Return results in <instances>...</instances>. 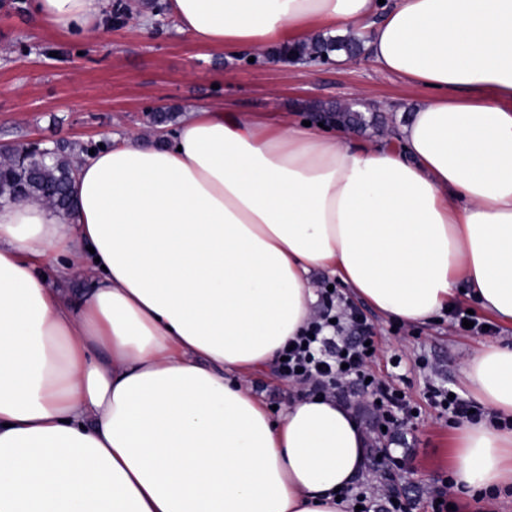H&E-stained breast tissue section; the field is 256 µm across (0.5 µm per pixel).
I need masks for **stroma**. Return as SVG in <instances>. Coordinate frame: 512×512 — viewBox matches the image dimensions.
<instances>
[{
  "label": "stroma",
  "instance_id": "35a3bbf8",
  "mask_svg": "<svg viewBox=\"0 0 512 512\" xmlns=\"http://www.w3.org/2000/svg\"><path fill=\"white\" fill-rule=\"evenodd\" d=\"M128 21L90 41H74L44 27L30 0L0 5V144L67 141L74 149L110 145L113 135L152 134V113L182 117L185 110L223 101L241 112H288L308 119L316 105H353L365 124L355 133L373 139L410 115L418 93L378 69L367 54L354 63L331 61L288 70L273 53L229 57L179 33L169 12L152 0H129ZM344 304L359 309L372 327L377 355L372 373L401 389L416 415L387 446L412 480L403 495L413 512L428 505L452 471L455 423L435 408L430 386H444L468 401L466 358L480 345L512 342V326L493 335L459 330L453 312L425 324H406L377 313L340 286Z\"/></svg>",
  "mask_w": 512,
  "mask_h": 512
}]
</instances>
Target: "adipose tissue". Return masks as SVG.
I'll list each match as a JSON object with an SVG mask.
<instances>
[{
	"label": "adipose tissue",
	"mask_w": 512,
	"mask_h": 512,
	"mask_svg": "<svg viewBox=\"0 0 512 512\" xmlns=\"http://www.w3.org/2000/svg\"><path fill=\"white\" fill-rule=\"evenodd\" d=\"M110 0H32L67 36ZM198 45L261 55L340 31L420 92L399 149L192 107L76 165L77 205H0V512H344L368 435L332 397L272 415L250 379L311 324L315 270L427 323L512 324V0H169ZM85 271L74 296L46 269ZM468 291L458 295L455 285ZM453 492L512 487V344L468 357Z\"/></svg>",
	"instance_id": "adipose-tissue-1"
}]
</instances>
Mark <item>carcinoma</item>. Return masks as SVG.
I'll return each mask as SVG.
<instances>
[{"mask_svg": "<svg viewBox=\"0 0 512 512\" xmlns=\"http://www.w3.org/2000/svg\"><path fill=\"white\" fill-rule=\"evenodd\" d=\"M360 49V38H315L299 49L306 58L321 57L334 50L354 54ZM316 118L337 126L356 121L351 112H333L329 107L315 108ZM74 163L65 154L64 146L55 144L43 150L25 147L8 148L0 159V202L38 201L59 212L68 211L72 205L71 183Z\"/></svg>", "mask_w": 512, "mask_h": 512, "instance_id": "1", "label": "carcinoma"}]
</instances>
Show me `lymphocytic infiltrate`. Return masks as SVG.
Listing matches in <instances>:
<instances>
[{
	"label": "lymphocytic infiltrate",
	"mask_w": 512,
	"mask_h": 512,
	"mask_svg": "<svg viewBox=\"0 0 512 512\" xmlns=\"http://www.w3.org/2000/svg\"><path fill=\"white\" fill-rule=\"evenodd\" d=\"M336 316L334 294L324 291L315 321L308 333L296 337L291 348L283 350L282 360L275 365L277 373L330 397L336 394L337 381L354 380L381 406L394 410L400 420L410 419L412 410L404 394L370 376L368 364L373 354L367 343L373 334L364 316L350 311L342 325L336 323Z\"/></svg>",
	"instance_id": "obj_1"
}]
</instances>
